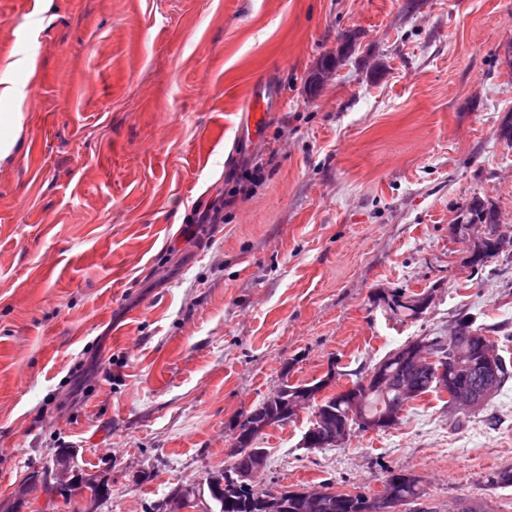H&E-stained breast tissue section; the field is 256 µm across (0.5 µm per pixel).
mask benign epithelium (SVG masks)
Segmentation results:
<instances>
[{
	"label": "benign epithelium",
	"instance_id": "benign-epithelium-1",
	"mask_svg": "<svg viewBox=\"0 0 512 512\" xmlns=\"http://www.w3.org/2000/svg\"><path fill=\"white\" fill-rule=\"evenodd\" d=\"M453 237L465 244L468 253L480 250L486 241L487 226L484 224H459ZM472 350L466 357L451 360L439 359L431 353L430 341L416 338L404 345L400 355L406 366L403 372H388L382 364H376L357 386L345 388L346 416H336L323 405V392L317 389L295 399L288 409H271L257 416L245 414L234 428V441L228 454L242 455L247 465L237 468L226 476H213L208 484L220 483L224 487V499L242 490L254 493L253 502L259 512H288V494L280 488L258 491L256 478L265 471L268 457L265 450L257 447L260 435L274 427V423L286 424L289 418L297 416L310 407L313 409L312 425L302 439L301 446L307 449L325 445L339 448L344 445L357 428L366 431L388 430L395 426L415 396L414 374L427 375L443 394L448 397V410L476 413L484 410L497 393L499 353L491 338L478 331L472 332ZM379 391L394 393L396 399L387 414L369 417L364 412L367 394ZM193 491L178 487L160 504V512H184L190 503ZM325 492L321 488H307L301 491V503L314 512ZM399 501L390 494H380L365 501L362 512H398Z\"/></svg>",
	"mask_w": 512,
	"mask_h": 512
}]
</instances>
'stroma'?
<instances>
[{
	"label": "stroma",
	"mask_w": 512,
	"mask_h": 512,
	"mask_svg": "<svg viewBox=\"0 0 512 512\" xmlns=\"http://www.w3.org/2000/svg\"><path fill=\"white\" fill-rule=\"evenodd\" d=\"M361 46L309 94L339 34ZM512 0H0V512H74L28 489L61 447L105 476L97 512H152L180 485L214 512L239 414L282 383L368 371L458 314L512 363V255L480 273L449 226L472 195L512 228ZM278 98L235 138L255 81ZM268 159L219 225L198 216ZM432 302L395 318L382 297ZM258 441L261 480L378 493L423 476L436 512H512V381L454 419L427 396L384 432Z\"/></svg>",
	"instance_id": "1"
}]
</instances>
